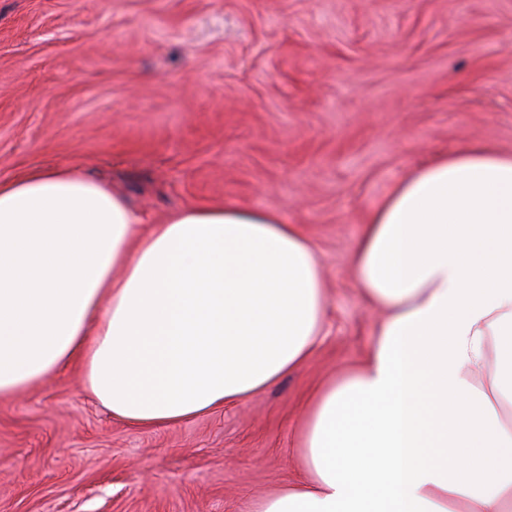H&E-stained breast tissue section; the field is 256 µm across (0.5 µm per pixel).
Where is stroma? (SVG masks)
<instances>
[{"mask_svg":"<svg viewBox=\"0 0 512 512\" xmlns=\"http://www.w3.org/2000/svg\"><path fill=\"white\" fill-rule=\"evenodd\" d=\"M473 143L512 152V0H0V178L65 167L152 221L278 213L328 298L305 364L180 424L113 419L76 364L0 398V512H251L302 480L308 400L381 318L349 261L364 220Z\"/></svg>","mask_w":512,"mask_h":512,"instance_id":"stroma-1","label":"stroma"}]
</instances>
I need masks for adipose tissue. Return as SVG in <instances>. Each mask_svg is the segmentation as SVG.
Returning <instances> with one entry per match:
<instances>
[{"label": "adipose tissue", "instance_id": "adipose-tissue-1", "mask_svg": "<svg viewBox=\"0 0 512 512\" xmlns=\"http://www.w3.org/2000/svg\"><path fill=\"white\" fill-rule=\"evenodd\" d=\"M351 262L385 317L311 398V484L253 512H512V153L415 169ZM326 309L316 245L277 213L190 204L151 223L68 168L0 179V396L78 362L117 419L178 424L305 363Z\"/></svg>", "mask_w": 512, "mask_h": 512}]
</instances>
